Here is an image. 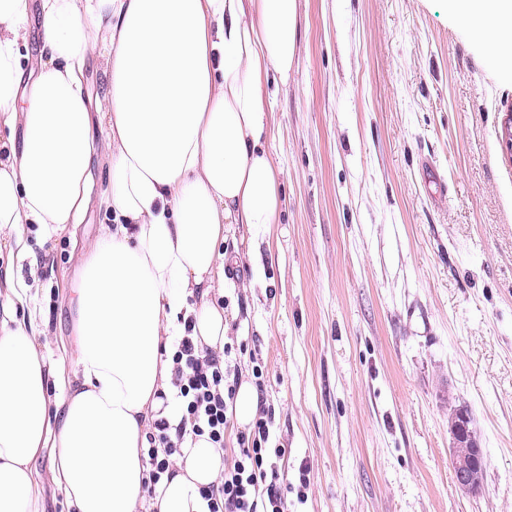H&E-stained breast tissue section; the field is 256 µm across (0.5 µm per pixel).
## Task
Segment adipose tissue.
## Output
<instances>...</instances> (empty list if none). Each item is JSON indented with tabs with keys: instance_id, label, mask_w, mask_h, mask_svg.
I'll return each instance as SVG.
<instances>
[{
	"instance_id": "1",
	"label": "adipose tissue",
	"mask_w": 512,
	"mask_h": 512,
	"mask_svg": "<svg viewBox=\"0 0 512 512\" xmlns=\"http://www.w3.org/2000/svg\"><path fill=\"white\" fill-rule=\"evenodd\" d=\"M27 8L0 0V240L24 259L26 225L78 223L99 153L109 227L87 246L74 293L76 381L18 317L25 284L0 275V512H41L32 463L46 453L70 512H209L200 489L218 479L223 449L184 443L152 494L142 452L155 422L181 418L176 343L189 333L224 350L231 225L279 221L265 88L297 59L298 0H41L34 74ZM449 8L494 63L512 64V0ZM96 55L107 83L95 99L84 78Z\"/></svg>"
}]
</instances>
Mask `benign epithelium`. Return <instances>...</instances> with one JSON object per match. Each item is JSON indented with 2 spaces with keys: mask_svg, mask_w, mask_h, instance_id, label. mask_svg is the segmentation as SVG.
<instances>
[{
  "mask_svg": "<svg viewBox=\"0 0 512 512\" xmlns=\"http://www.w3.org/2000/svg\"><path fill=\"white\" fill-rule=\"evenodd\" d=\"M451 436V460L457 485L472 493L483 483L484 469L479 459L482 447L477 433L469 424V414L464 408L454 410L448 417Z\"/></svg>",
  "mask_w": 512,
  "mask_h": 512,
  "instance_id": "benign-epithelium-1",
  "label": "benign epithelium"
}]
</instances>
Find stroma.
I'll list each match as a JSON object with an SVG mask.
<instances>
[{
    "label": "stroma",
    "instance_id": "stroma-1",
    "mask_svg": "<svg viewBox=\"0 0 512 512\" xmlns=\"http://www.w3.org/2000/svg\"><path fill=\"white\" fill-rule=\"evenodd\" d=\"M298 57L267 91L264 147L281 221L237 224L229 333L267 371L270 443L295 512H512V75L448 0H298ZM90 207L75 232L26 227L39 265L0 254L42 351L70 350ZM466 407L487 457L461 491L448 416Z\"/></svg>",
    "mask_w": 512,
    "mask_h": 512
}]
</instances>
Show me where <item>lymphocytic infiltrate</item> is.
<instances>
[{"instance_id":"obj_1","label":"lymphocytic infiltrate","mask_w":512,"mask_h":512,"mask_svg":"<svg viewBox=\"0 0 512 512\" xmlns=\"http://www.w3.org/2000/svg\"><path fill=\"white\" fill-rule=\"evenodd\" d=\"M232 344L223 354L197 349L191 336L179 341L172 360V385L183 416L177 428L158 421L148 437V491H155L168 472L174 456L182 452L185 437L207 438L214 447L224 445V431L230 422L228 409L240 386L234 365ZM270 431L264 415H257L252 426L238 436L239 452L232 465L221 472L218 481L202 489L209 512H288V480L278 462L282 448L269 447Z\"/></svg>"}]
</instances>
